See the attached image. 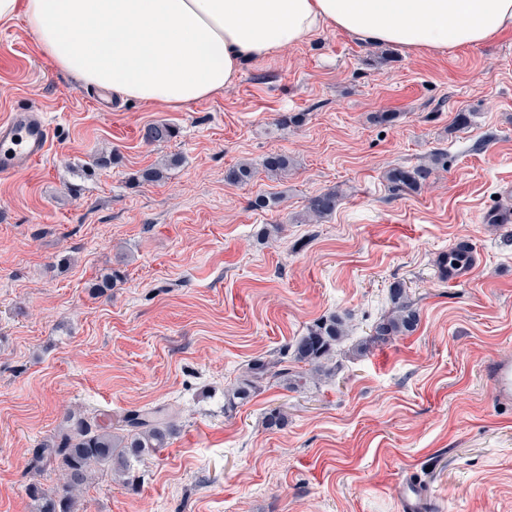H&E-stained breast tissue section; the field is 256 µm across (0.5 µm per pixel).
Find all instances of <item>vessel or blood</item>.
<instances>
[{"label": "vessel or blood", "mask_w": 512, "mask_h": 512, "mask_svg": "<svg viewBox=\"0 0 512 512\" xmlns=\"http://www.w3.org/2000/svg\"><path fill=\"white\" fill-rule=\"evenodd\" d=\"M50 127L38 112H14L0 121V174H9L43 158L49 151ZM461 259H449L448 281L457 284L468 280L480 263V255L470 242L457 246ZM493 392L502 402H512V362L496 361L489 365ZM401 512H425V487L421 480L410 479L399 498Z\"/></svg>", "instance_id": "obj_1"}]
</instances>
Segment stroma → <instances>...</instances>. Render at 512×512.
<instances>
[{
	"mask_svg": "<svg viewBox=\"0 0 512 512\" xmlns=\"http://www.w3.org/2000/svg\"><path fill=\"white\" fill-rule=\"evenodd\" d=\"M98 95L23 19L0 24V119L36 109L52 136L44 158L0 174V512H36L30 484L56 486V468L30 462L69 412L159 406L179 434L134 485L95 471L77 512H398L412 476L432 512H512V405L486 374L512 360V235L484 219L512 183V33L415 53L326 30L177 110L116 98L102 112ZM161 121L174 138L146 143ZM436 149L448 167L433 184L389 191V169ZM277 153L291 165L276 178L261 164ZM242 162L253 180L226 181ZM155 167L163 179L142 181ZM330 189L336 212L306 220ZM260 196L269 207L253 208ZM463 239L482 264L451 285L436 262ZM113 267L121 280L92 296ZM397 283L416 330L353 354ZM332 313L349 334L331 376L263 385L225 414L248 360ZM276 407L288 424L266 429Z\"/></svg>",
	"mask_w": 512,
	"mask_h": 512,
	"instance_id": "35a3bbf8",
	"label": "stroma"
}]
</instances>
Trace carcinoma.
I'll return each mask as SVG.
<instances>
[{"label": "carcinoma", "instance_id": "carcinoma-1", "mask_svg": "<svg viewBox=\"0 0 512 512\" xmlns=\"http://www.w3.org/2000/svg\"><path fill=\"white\" fill-rule=\"evenodd\" d=\"M174 135L173 126L165 122L151 123L144 132L148 142H164ZM446 162L448 154L438 150L431 153L427 161L412 168H392L386 175L389 188L394 193L418 191L435 180ZM253 175L252 165L242 163L228 171L227 179L233 183H246ZM339 202L340 196L335 191L319 193L309 199L307 213L316 219L329 217L336 211ZM392 302L391 313L374 326L373 336L377 340L406 336L418 325L419 313L403 288H393ZM345 336V319L340 315H330L307 328L306 334L290 346V355L272 360H251L245 373L225 390L224 411L229 413L235 410L262 384L272 379L301 388L308 381L327 374L325 362L334 356L336 346ZM290 362L305 366V370L291 371L288 368ZM66 422L67 425L53 440L35 450L31 459L34 469L40 471L52 465L60 469L62 476L61 485L51 490L30 487L39 512H74L77 495L87 484L93 469L111 468L130 479L133 477L134 464L164 447L178 432L175 414L160 407L127 412L122 418L119 434L112 431L109 416L99 422L95 416L71 414Z\"/></svg>", "mask_w": 512, "mask_h": 512}]
</instances>
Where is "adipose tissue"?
I'll return each mask as SVG.
<instances>
[{
  "instance_id": "1",
  "label": "adipose tissue",
  "mask_w": 512,
  "mask_h": 512,
  "mask_svg": "<svg viewBox=\"0 0 512 512\" xmlns=\"http://www.w3.org/2000/svg\"><path fill=\"white\" fill-rule=\"evenodd\" d=\"M80 82L179 109L231 85L243 64L325 29L408 52L512 31V0H0Z\"/></svg>"
}]
</instances>
